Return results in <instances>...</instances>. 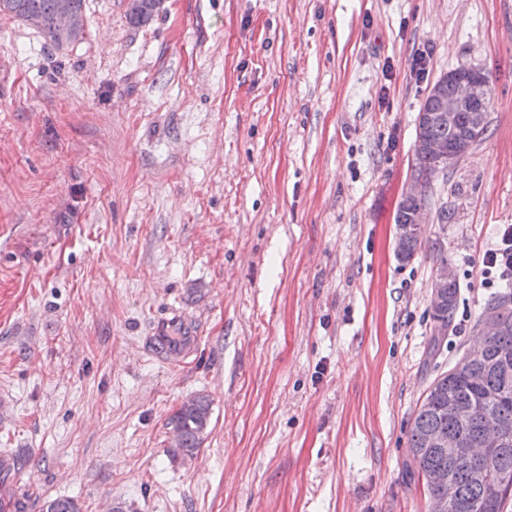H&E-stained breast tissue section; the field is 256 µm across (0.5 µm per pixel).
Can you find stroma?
Segmentation results:
<instances>
[{
	"label": "stroma",
	"mask_w": 512,
	"mask_h": 512,
	"mask_svg": "<svg viewBox=\"0 0 512 512\" xmlns=\"http://www.w3.org/2000/svg\"><path fill=\"white\" fill-rule=\"evenodd\" d=\"M85 2L60 50L0 14V457L24 460L0 502L429 512L409 430L508 290L481 259L512 225V0H162L140 27ZM460 66L488 76L487 130L403 263L417 115ZM163 318L183 366L144 343ZM455 279L454 270L448 266L447 260L441 261L435 271L432 282V301L433 308H439L444 300V288L448 298L447 305L442 313L434 311V317L442 322L443 327L450 323L451 316L456 306L458 286ZM452 280V281H451ZM449 281V282H448ZM448 287V288H447ZM210 403L204 397H195L190 404L182 405L174 416L175 440L180 442L174 456L192 457L203 441V434L210 418Z\"/></svg>",
	"instance_id": "1"
}]
</instances>
